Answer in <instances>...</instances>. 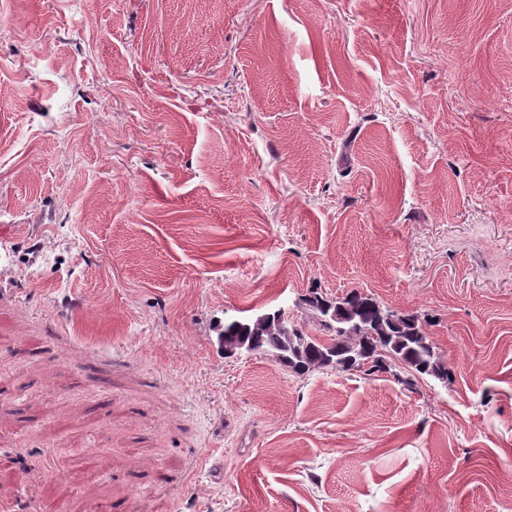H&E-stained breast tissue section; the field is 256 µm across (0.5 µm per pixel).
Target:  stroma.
<instances>
[{"instance_id":"obj_1","label":"stroma","mask_w":512,"mask_h":512,"mask_svg":"<svg viewBox=\"0 0 512 512\" xmlns=\"http://www.w3.org/2000/svg\"><path fill=\"white\" fill-rule=\"evenodd\" d=\"M373 294L447 382L225 355ZM0 512H512V0H0Z\"/></svg>"}]
</instances>
